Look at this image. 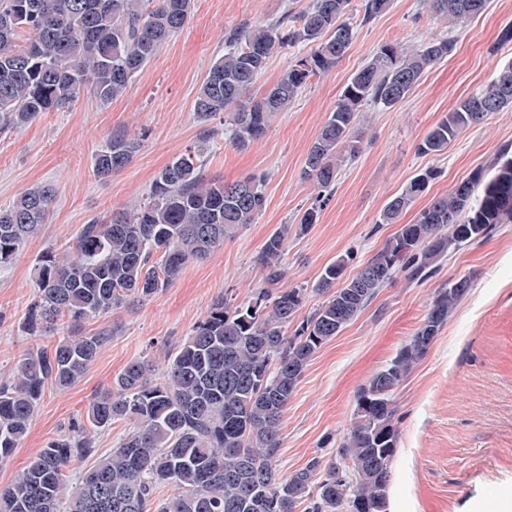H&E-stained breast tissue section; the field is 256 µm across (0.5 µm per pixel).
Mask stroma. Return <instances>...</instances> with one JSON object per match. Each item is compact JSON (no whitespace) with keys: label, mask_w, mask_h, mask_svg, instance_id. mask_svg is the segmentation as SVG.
<instances>
[{"label":"stroma","mask_w":512,"mask_h":512,"mask_svg":"<svg viewBox=\"0 0 512 512\" xmlns=\"http://www.w3.org/2000/svg\"><path fill=\"white\" fill-rule=\"evenodd\" d=\"M310 0H193L189 23L109 103L82 94L67 112H47L27 126L0 134V208L21 191L54 185L47 224L22 251L0 265V375L24 354L52 344L24 323L37 288L34 267L47 253L63 254L92 219L146 202L156 174L187 149H203L208 179L264 180L266 204L206 259L189 261L150 300L92 320L112 340L73 387H45L30 431L0 462V490L29 458L66 432L93 395L109 387L131 362L146 361L160 378L165 356L223 299L238 305L264 288L256 263L280 225L298 224L309 207L317 221L289 232L282 263L284 288L304 287L303 320L323 300L315 286L325 266L349 257L348 273L380 251L398 224L416 222L433 198L487 166L512 146V107L488 113L445 150L424 155L417 146L462 100L488 82L498 63L512 59V0H489L479 15L457 25L435 16L427 0H392L368 25H357L359 4L347 18L357 26L341 61L312 77L287 110L273 114L266 134L247 147L230 140L229 121L201 122L197 90L225 51L224 33L241 24L266 25ZM452 43L420 84L391 109L367 104L357 121L362 148L341 157L332 190L319 191L305 174L311 144L350 76L386 43L416 46L427 39ZM209 139H202L203 130ZM137 138L131 162L109 178L96 177L93 158L113 136ZM434 179L404 212L385 224L387 202L424 170ZM470 287L409 376L396 388L399 443L392 464L388 512H512V223L491 228L482 241L444 257L425 281L398 274L310 360L283 413L277 467L302 468L332 456L353 423L357 388L386 367L422 325L440 288L459 278Z\"/></svg>","instance_id":"1"}]
</instances>
